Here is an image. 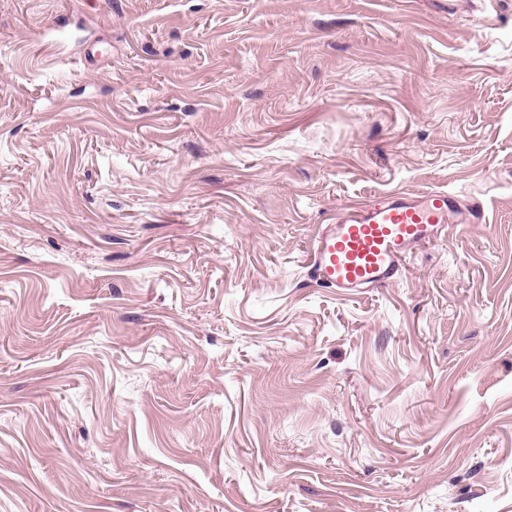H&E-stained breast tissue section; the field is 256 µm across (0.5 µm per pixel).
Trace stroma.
I'll use <instances>...</instances> for the list:
<instances>
[{
  "label": "stroma",
  "instance_id": "1",
  "mask_svg": "<svg viewBox=\"0 0 512 512\" xmlns=\"http://www.w3.org/2000/svg\"><path fill=\"white\" fill-rule=\"evenodd\" d=\"M0 512H512V0H0ZM448 190L392 192L344 204L317 237L307 274L319 286L352 296L397 282L408 254L437 240L451 224L479 222L464 214Z\"/></svg>",
  "mask_w": 512,
  "mask_h": 512
}]
</instances>
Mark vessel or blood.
I'll list each match as a JSON object with an SVG mask.
<instances>
[{"mask_svg": "<svg viewBox=\"0 0 512 512\" xmlns=\"http://www.w3.org/2000/svg\"><path fill=\"white\" fill-rule=\"evenodd\" d=\"M480 219L479 208L462 213L454 196L442 189L349 202L317 237L307 274L342 296L384 288L399 280L408 254L440 238L451 225Z\"/></svg>", "mask_w": 512, "mask_h": 512, "instance_id": "obj_1", "label": "vessel or blood"}]
</instances>
